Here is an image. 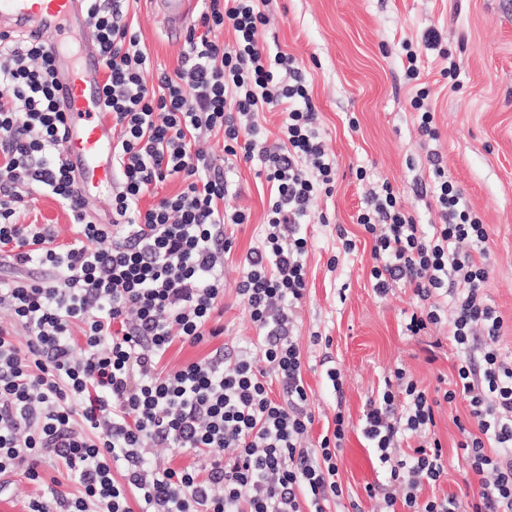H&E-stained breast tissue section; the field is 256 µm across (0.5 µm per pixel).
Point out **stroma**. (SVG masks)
Instances as JSON below:
<instances>
[{
	"mask_svg": "<svg viewBox=\"0 0 512 512\" xmlns=\"http://www.w3.org/2000/svg\"><path fill=\"white\" fill-rule=\"evenodd\" d=\"M201 9L200 0H193L184 30L174 32L146 0H131L128 14L155 69L171 73L179 67ZM261 9L267 17L261 41L267 51H284L299 61L338 168L333 195L319 201L304 226L308 290L295 327L315 416L311 439H318L336 412L352 424L339 461L344 497L327 512H348L353 504L360 512H376L365 487L384 482L387 470L357 427L364 403L398 366L430 392L438 376L454 377L456 353L446 339L454 305L440 297L442 323L418 339L403 335L401 323L413 294L398 286L383 298L374 293L372 240L357 224V211L371 190L387 182L419 223H439L428 161L430 153H439L449 181L487 226L484 293L503 319L496 347L512 354V0H264ZM431 28L447 51L443 58L428 52L418 59L420 80L431 91L434 140L419 132V114L410 106L414 89L404 67L405 43ZM451 65L452 77L444 73ZM204 148L226 175L229 207L243 209L248 219L226 229L233 247L224 259V298L210 321L223 328V335L195 346L174 343L163 359L171 370L220 346L244 345L258 334L237 283L241 260L262 237L269 188L258 175L260 161L225 155L222 134L205 135ZM360 169L365 179L357 178ZM17 221L51 225L61 244L76 236L68 212L40 191L28 195ZM345 237L356 245L352 253L342 249ZM434 340L442 346L429 363L425 349ZM331 368L340 371L341 388L329 380ZM468 410L461 398L442 404L435 432L448 455V474L425 487L424 496L453 494L467 501L477 490V477L456 451L454 420L467 417Z\"/></svg>",
	"mask_w": 512,
	"mask_h": 512,
	"instance_id": "1",
	"label": "stroma"
}]
</instances>
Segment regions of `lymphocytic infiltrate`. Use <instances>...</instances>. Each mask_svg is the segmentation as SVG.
<instances>
[{"label": "lymphocytic infiltrate", "instance_id": "1", "mask_svg": "<svg viewBox=\"0 0 512 512\" xmlns=\"http://www.w3.org/2000/svg\"><path fill=\"white\" fill-rule=\"evenodd\" d=\"M203 2V32L190 36L171 75L154 72L118 0H89L104 105L119 131L120 184L108 224L91 221L59 151L65 116L49 48L0 37V266L13 270L0 278V307L28 333L21 345L0 328V495L19 473L40 483L46 458L79 485L75 493L56 481L43 485L26 512H326L343 495L338 458L354 424L336 413L317 446L303 447L314 417L292 336L307 286L301 229L321 196L332 195L336 164L295 58L260 43L258 0ZM221 27L232 30L231 41L212 38ZM265 110L284 116L274 151L250 138L246 123ZM213 131L222 132L228 155L261 161L270 186L264 237L248 252L237 288L259 336L169 371L160 362L174 342L222 335L209 321L224 296L226 227L247 220L225 207L224 176L197 146ZM432 165L441 225L425 231L387 183L357 222L374 241V292L383 297L400 284L417 299L407 335H425L441 320L439 296L453 297L448 336L459 364L442 399L469 403L458 447L479 488L465 505L422 497L447 472L431 434L435 402L397 367L355 423L389 473L366 493L381 499L382 512H512V360L495 347L503 321L483 292L489 235L445 181L440 160ZM168 179L180 180V191L140 210V197ZM30 187L68 211L77 239L59 245L48 225L16 223ZM35 258L48 275L20 278ZM402 436L418 442L396 460L391 450ZM490 443L495 453H487ZM159 447L207 463L149 464Z\"/></svg>", "mask_w": 512, "mask_h": 512}]
</instances>
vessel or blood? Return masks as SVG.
Masks as SVG:
<instances>
[{"mask_svg": "<svg viewBox=\"0 0 512 512\" xmlns=\"http://www.w3.org/2000/svg\"><path fill=\"white\" fill-rule=\"evenodd\" d=\"M172 27L188 16L187 0H149ZM85 0H0V35L20 34L47 42L52 53L77 41L85 17ZM58 103L66 113L64 158L77 177L83 197L106 196L117 184L113 165L115 135L112 116L103 110L99 91L100 59L92 44H85L82 61L71 66L57 61Z\"/></svg>", "mask_w": 512, "mask_h": 512, "instance_id": "obj_1", "label": "vessel or blood"}]
</instances>
